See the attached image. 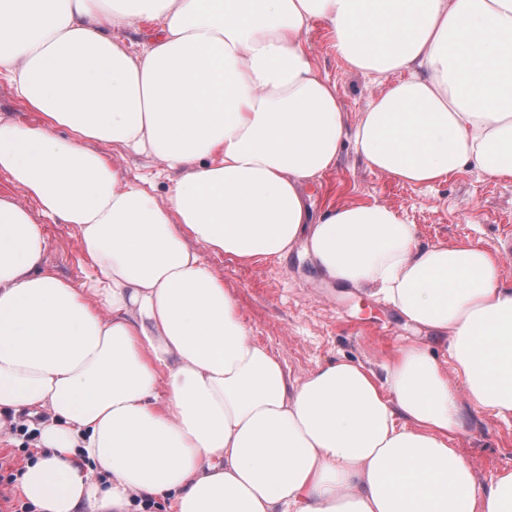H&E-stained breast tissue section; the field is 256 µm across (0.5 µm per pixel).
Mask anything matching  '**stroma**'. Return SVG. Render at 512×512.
Listing matches in <instances>:
<instances>
[{
  "label": "stroma",
  "mask_w": 512,
  "mask_h": 512,
  "mask_svg": "<svg viewBox=\"0 0 512 512\" xmlns=\"http://www.w3.org/2000/svg\"><path fill=\"white\" fill-rule=\"evenodd\" d=\"M308 42L319 67L335 82L342 110L356 118L378 90L379 77L348 71L325 23H313ZM306 193L318 208L326 203L390 205L416 225L424 246L477 242L499 254L501 279L512 283V253L504 246L505 238H512V181L468 168L433 187H413L371 170L348 149L336 170L308 185ZM46 235V264L75 283L85 281L89 266L75 226L50 224ZM204 259L223 278L252 339L277 354L292 376L339 358L375 368L401 343L432 344L431 337L389 306L364 292L322 281L302 246L283 258L250 265L210 252ZM466 414V424L451 444L485 487L502 470L512 469V418L471 406ZM39 453L36 443L19 434L0 444V512H18L24 499L17 478Z\"/></svg>",
  "instance_id": "35a3bbf8"
}]
</instances>
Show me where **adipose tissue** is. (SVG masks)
I'll return each mask as SVG.
<instances>
[{"label": "adipose tissue", "instance_id": "obj_1", "mask_svg": "<svg viewBox=\"0 0 512 512\" xmlns=\"http://www.w3.org/2000/svg\"><path fill=\"white\" fill-rule=\"evenodd\" d=\"M317 19L387 80L356 120L310 51ZM0 76L39 115H0V434L50 414L19 479L35 512H512V470L480 487L449 445L466 406L512 415L498 258L421 246L377 202L312 216L304 192L347 145L409 185L512 181V0H0ZM131 151L171 172L165 197L127 179ZM46 219L76 226L83 284L45 265ZM300 243L450 367L409 342L291 377L202 253Z\"/></svg>", "mask_w": 512, "mask_h": 512}]
</instances>
